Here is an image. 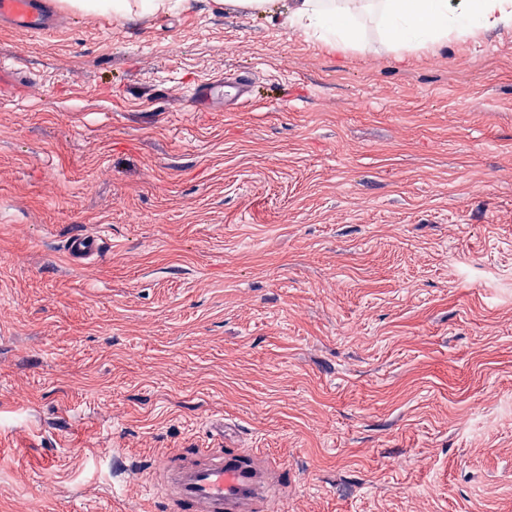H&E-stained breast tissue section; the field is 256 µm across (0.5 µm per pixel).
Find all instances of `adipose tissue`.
I'll use <instances>...</instances> for the list:
<instances>
[{"label":"adipose tissue","mask_w":512,"mask_h":512,"mask_svg":"<svg viewBox=\"0 0 512 512\" xmlns=\"http://www.w3.org/2000/svg\"><path fill=\"white\" fill-rule=\"evenodd\" d=\"M192 0H60L65 9L86 16L111 15L122 22L151 18L181 8ZM218 10L269 17L284 31L302 34L335 50L356 46L361 35L359 0H213ZM372 23L393 50L444 45L449 35L475 36L480 30L512 24V0H377Z\"/></svg>","instance_id":"adipose-tissue-1"}]
</instances>
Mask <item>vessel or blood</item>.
I'll return each instance as SVG.
<instances>
[{
  "label": "vessel or blood",
  "instance_id": "obj_1",
  "mask_svg": "<svg viewBox=\"0 0 512 512\" xmlns=\"http://www.w3.org/2000/svg\"><path fill=\"white\" fill-rule=\"evenodd\" d=\"M0 21L26 36L53 32L55 14L49 0H0ZM70 260L88 264L100 246L91 235L73 236L67 246ZM274 474L254 449L235 448L205 464L164 472V495L169 512H265Z\"/></svg>",
  "mask_w": 512,
  "mask_h": 512
}]
</instances>
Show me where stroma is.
Masks as SVG:
<instances>
[{"label":"stroma","instance_id":"stroma-1","mask_svg":"<svg viewBox=\"0 0 512 512\" xmlns=\"http://www.w3.org/2000/svg\"><path fill=\"white\" fill-rule=\"evenodd\" d=\"M61 19L0 27V512H152L232 446L277 512H512V27ZM66 251L72 262L89 264L99 256L100 246L95 236L81 234L69 240Z\"/></svg>","mask_w":512,"mask_h":512}]
</instances>
